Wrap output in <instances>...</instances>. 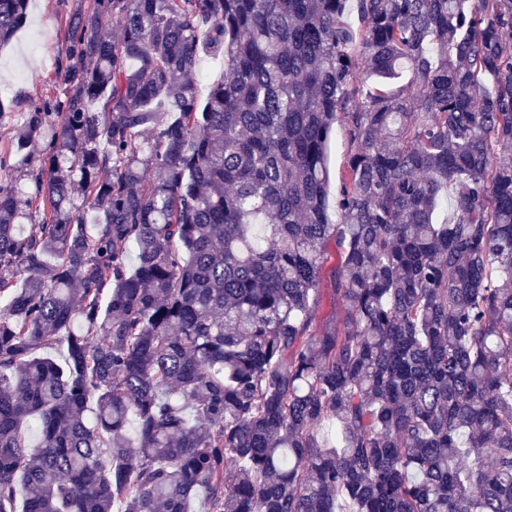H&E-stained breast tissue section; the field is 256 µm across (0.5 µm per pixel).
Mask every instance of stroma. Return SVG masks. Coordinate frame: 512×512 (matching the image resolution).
Wrapping results in <instances>:
<instances>
[{"instance_id": "obj_1", "label": "stroma", "mask_w": 512, "mask_h": 512, "mask_svg": "<svg viewBox=\"0 0 512 512\" xmlns=\"http://www.w3.org/2000/svg\"><path fill=\"white\" fill-rule=\"evenodd\" d=\"M89 0H32L30 18L6 47L0 48V85H8L0 103L11 116L0 121V158H7L16 131V120L30 106L56 95L54 84L58 61L69 51L66 18ZM352 151L343 125H336L327 145L329 195L337 197L348 172Z\"/></svg>"}]
</instances>
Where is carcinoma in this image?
Segmentation results:
<instances>
[{"label":"carcinoma","mask_w":512,"mask_h":512,"mask_svg":"<svg viewBox=\"0 0 512 512\" xmlns=\"http://www.w3.org/2000/svg\"><path fill=\"white\" fill-rule=\"evenodd\" d=\"M346 2L69 18L0 177V512H512V0H359V60ZM223 74L224 66L221 58L209 55L201 56L197 76L199 79L198 90L202 99L207 96L210 85L219 81ZM352 151L342 122H336L335 131L327 145V166L329 170V219L332 224H339L340 218L336 208L343 179L348 172V161ZM321 306L319 307L316 313V322H321L328 316L336 317V322L340 325L342 324V320L345 316V310L342 305L336 304L335 306L332 304L333 297V282L329 278L328 274L322 281L321 285Z\"/></svg>","instance_id":"obj_1"}]
</instances>
